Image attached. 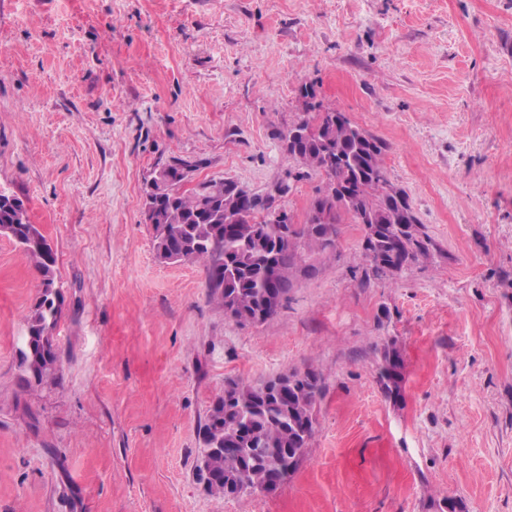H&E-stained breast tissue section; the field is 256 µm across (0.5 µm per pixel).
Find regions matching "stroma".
Here are the masks:
<instances>
[{"label":"stroma","mask_w":512,"mask_h":512,"mask_svg":"<svg viewBox=\"0 0 512 512\" xmlns=\"http://www.w3.org/2000/svg\"><path fill=\"white\" fill-rule=\"evenodd\" d=\"M383 140L427 260L361 287V225L278 314L240 324L199 265L160 263L142 191L262 194L299 89ZM0 193L64 297L54 375L25 382L41 283L0 237V512H512V0H0ZM396 341L400 395L377 382ZM318 371L298 469L208 490L197 428L226 380Z\"/></svg>","instance_id":"35a3bbf8"}]
</instances>
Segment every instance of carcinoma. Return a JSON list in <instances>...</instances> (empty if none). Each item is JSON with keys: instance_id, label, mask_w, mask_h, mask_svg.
Returning a JSON list of instances; mask_svg holds the SVG:
<instances>
[{"instance_id": "carcinoma-1", "label": "carcinoma", "mask_w": 512, "mask_h": 512, "mask_svg": "<svg viewBox=\"0 0 512 512\" xmlns=\"http://www.w3.org/2000/svg\"><path fill=\"white\" fill-rule=\"evenodd\" d=\"M304 108L288 129L303 126L323 127L336 154H325L323 143L306 139L288 158L296 165L323 175L325 193L314 199L328 211L330 219L307 217L301 224H268L252 216L254 205L224 188V180L212 179L199 191L180 192L184 172L196 164L175 158L172 175L164 181L153 177L143 190V204H154L158 218L153 224L156 258L166 264L197 263L205 273L210 301L226 308L236 306L231 315L258 324L276 315L282 304L270 302L275 289L281 300L301 278L314 276L317 260L336 251L339 224L345 217L376 228L363 233L362 275L359 285L400 276L412 270L420 259L430 255L434 243L420 224L405 192L394 187L383 163L385 142L337 110H322L312 103L315 88H300ZM15 242L27 256L41 279V291L27 317V334L19 354L22 364L40 380L58 360L52 333L61 316L63 298L56 281L55 252L36 224H18ZM224 257L218 264L216 257ZM377 382L389 398L399 395L400 351L396 344L383 347ZM228 396L219 397L209 409L198 436L208 455V485L215 493H224V474L235 476L228 495L260 493L271 470L290 474L302 461L316 424V407L324 381L313 369L293 371L272 377L258 386L230 382ZM250 449L246 457H228L219 452L224 444Z\"/></svg>"}]
</instances>
